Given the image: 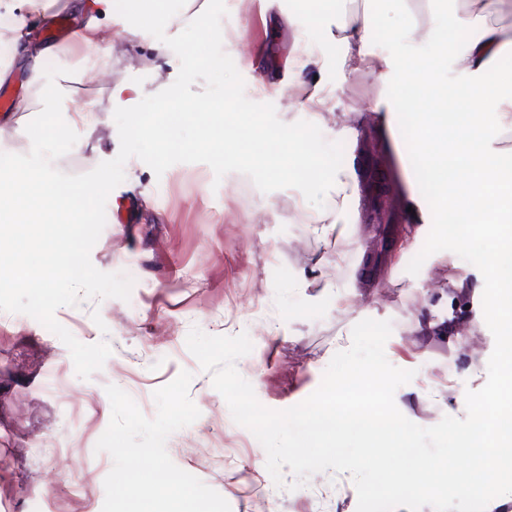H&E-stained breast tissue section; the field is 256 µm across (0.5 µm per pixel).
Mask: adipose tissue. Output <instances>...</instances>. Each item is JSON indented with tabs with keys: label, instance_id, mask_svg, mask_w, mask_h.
I'll return each instance as SVG.
<instances>
[{
	"label": "adipose tissue",
	"instance_id": "ef3b65f1",
	"mask_svg": "<svg viewBox=\"0 0 512 512\" xmlns=\"http://www.w3.org/2000/svg\"><path fill=\"white\" fill-rule=\"evenodd\" d=\"M58 6L75 21L70 42L86 52L80 75L87 79L106 76V62L115 42L127 40L139 29L169 21L159 0H132L122 29L107 39L102 30L112 20V0H21L9 29L0 32V39L11 46L6 62L0 64V84L14 68H21L26 75L27 92L14 100L13 111L27 112L37 103L42 111L52 112L60 103L63 89L47 80L43 63L63 53L64 47L34 43L29 38ZM454 24L473 29V37L453 52L447 42H437L427 67L453 66L465 83L464 92L459 95L452 88L424 82L422 90L432 106L421 113L415 140L427 167H443L449 174L447 180L435 183L434 190L442 207L458 218L456 246L468 247L478 234L492 241L480 288L486 313L500 330L502 372L491 399L464 402L453 434L454 445L466 462L456 466L451 477L458 493L470 497L478 492L477 469L498 470L504 462L512 461V155L489 147L486 127L473 118L475 110L489 107L496 127L512 129V80L507 81L505 91L495 94L484 81L503 53L512 51V0H464ZM377 27V10L371 4L337 23L335 38L344 50L343 62L352 71L382 78L399 74L401 61L379 59L368 50ZM330 186L336 196L335 210L314 212L306 218L323 232L345 220L353 190L350 173L336 169Z\"/></svg>",
	"mask_w": 512,
	"mask_h": 512
}]
</instances>
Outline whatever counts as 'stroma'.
Segmentation results:
<instances>
[{"instance_id":"obj_1","label":"stroma","mask_w":512,"mask_h":512,"mask_svg":"<svg viewBox=\"0 0 512 512\" xmlns=\"http://www.w3.org/2000/svg\"><path fill=\"white\" fill-rule=\"evenodd\" d=\"M344 2L249 0L239 20L249 46L227 52H245L263 64L273 56L322 58L317 90L332 111L298 108L291 92L267 98L255 87L258 71L247 68L240 71L245 95L272 102L282 122L305 120L326 140L342 142L346 168L374 146L387 158L401 152L408 178L391 186L400 220L382 234L379 225L365 223L355 195L345 223L323 235L298 219V211L311 209L299 190L254 187L245 198L244 174L219 179L206 164L180 163L158 177L141 160L129 159L124 181L107 199V223L90 259L98 270L115 273L116 256L124 254L131 263V296L84 300L56 312L78 341L110 345L103 368L80 378L58 336L28 315L0 311V512H102L104 479L113 465L108 453L95 450L111 418L106 386L123 389L152 418L154 391L184 370L193 375L189 397L200 416L172 433L166 449L176 466L223 496L231 512H356L350 473L318 472L298 488L286 469L282 485H275L264 448L234 422L211 373L188 350L186 338L195 327L209 335L248 334L253 348L235 366L273 410L312 394L334 354L350 347L354 325L366 318L392 324L385 355L414 373L396 390L395 403L415 424L430 427L459 416V397L477 399L495 389L502 362L498 331L476 289L486 246H455L448 213L435 202L436 174L414 158L418 114L428 100L409 97L405 81L349 70L341 50L327 42L324 21L340 14ZM275 13L292 15L293 23L273 35L260 18ZM431 41L407 49L387 6L370 47L376 56L402 58L415 69L430 57ZM170 53L140 31L131 44L116 48L108 65L113 78L137 77L143 94L152 95L178 75L176 60L162 74L152 71L156 56ZM85 94L95 121L79 132L84 148L56 160L68 174L89 172L120 148L109 84ZM385 94L402 104L391 129L372 109ZM371 266L389 281L383 296L364 304L359 294ZM447 319L455 334L421 330ZM68 457L77 460L76 469L61 468Z\"/></svg>"}]
</instances>
